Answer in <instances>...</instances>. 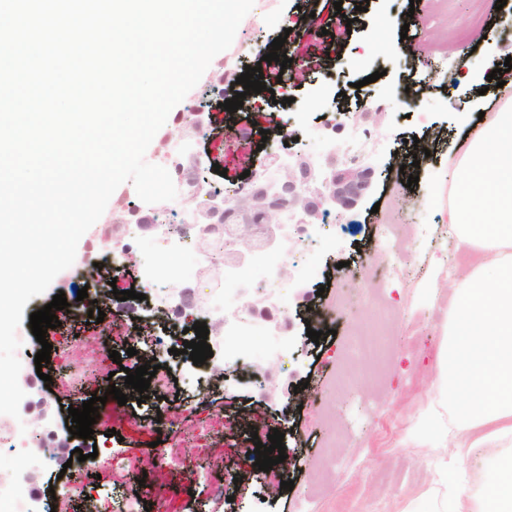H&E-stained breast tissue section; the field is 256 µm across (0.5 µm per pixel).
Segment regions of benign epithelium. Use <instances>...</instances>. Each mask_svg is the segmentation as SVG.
<instances>
[{"label": "benign epithelium", "instance_id": "1", "mask_svg": "<svg viewBox=\"0 0 512 512\" xmlns=\"http://www.w3.org/2000/svg\"><path fill=\"white\" fill-rule=\"evenodd\" d=\"M200 116L199 112L182 115L184 137L201 131ZM167 157L174 159L181 174L200 170L198 159L185 153L178 143L169 146ZM374 175L364 158L350 155L345 144L318 164L303 153L287 165L271 156L246 185L238 188L245 197L260 202V207H245L221 191L210 192L206 194L208 205L193 211L190 223L167 224L165 231L196 245L210 257L214 270L240 266L257 249L282 247L292 227L318 224L332 211L344 216L355 210L372 187ZM198 305L195 294L184 289L171 311L188 317ZM272 309L268 298L253 294L245 285L235 315L260 313L278 331L281 321Z\"/></svg>", "mask_w": 512, "mask_h": 512}]
</instances>
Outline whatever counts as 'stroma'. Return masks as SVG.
<instances>
[{
  "mask_svg": "<svg viewBox=\"0 0 512 512\" xmlns=\"http://www.w3.org/2000/svg\"><path fill=\"white\" fill-rule=\"evenodd\" d=\"M254 0L241 21L227 53L218 54L212 67L229 61L234 76L224 84L225 98L239 92L236 75L256 66L263 49L284 37L283 53L300 52L309 62L297 74L288 93L291 104L273 103L279 70L265 68L267 92L258 94L253 109L239 112L233 129L220 127L224 110L205 108L204 128L184 139L176 105L161 132L170 141H186L189 150L205 161L213 182L239 185L244 171L261 168L270 154L288 161L296 152L321 160L335 142L351 130L367 135L365 161L376 170L375 181L347 219L337 221L336 249L319 256V274L310 284L289 293L283 335L290 346L287 356L260 360V375L249 378L235 368L218 365L205 394L171 385L165 396L119 405L109 400L97 423L108 437V451L96 458L92 499L80 500V512H122L131 498L151 503V512H400L410 500L441 499L445 493L436 475L440 449L424 436L431 410L452 421L451 404H435L431 385L436 377L439 349L446 339L448 320L442 311L454 293L455 281L434 261L452 255L455 244L441 241L448 230V169L465 148L467 131L480 112L498 111L512 100V84L489 86L490 65H503L512 57V0ZM426 16L424 38L401 37L395 27L379 21L405 16L409 8ZM479 10L486 37L471 45L458 40L462 17ZM468 57L473 74L469 90L457 89L458 59ZM369 79L379 114L363 119L356 104V84ZM418 90L419 100L405 112L393 111L402 87ZM306 108L304 118L291 114ZM289 126V146L279 145L282 126ZM278 144L264 147L263 138ZM418 138L430 155L412 168L419 182L407 187L400 167L405 164L406 142ZM132 182L117 188L106 207L107 219L98 220L80 239L77 252L83 267L106 272L108 253L125 243L134 259L129 276L118 277L115 288L99 291L102 323L90 322L87 308L78 303L83 280L75 268L57 275L39 304L65 294L69 307L58 311L60 325L54 338L70 336V346L54 347L51 383H44L35 366L26 370L28 402L21 410L27 427L67 437L68 409L77 401L101 394L108 385H120L123 372L106 377L112 352L127 348L142 351L149 336L183 341V330L165 324L158 301L126 300L117 303L114 290L134 287L137 295L149 283L140 256L161 239L160 232L122 233L105 237L111 213L136 199ZM410 220L426 224L430 235L422 251H410L420 263L417 279L395 283L384 294L395 309L394 329L377 335L381 314L376 306L352 301V294L371 296L376 286L369 256L377 251L380 225ZM332 313L333 333L326 340H306L305 321L310 312ZM353 376L354 386L342 385ZM284 435L283 444L293 458L289 470L273 466L261 471L243 451L254 439H267L273 431ZM56 449L51 466L24 483L28 498L49 496L70 500L63 465L75 449L89 450L88 440L67 437ZM161 441L164 459L150 456V442ZM143 485L130 484L133 475ZM293 480V490L281 489ZM278 494H268L270 485Z\"/></svg>",
  "mask_w": 512,
  "mask_h": 512,
  "instance_id": "stroma-1",
  "label": "stroma"
}]
</instances>
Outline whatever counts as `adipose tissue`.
Returning <instances> with one entry per match:
<instances>
[{
  "label": "adipose tissue",
  "mask_w": 512,
  "mask_h": 512,
  "mask_svg": "<svg viewBox=\"0 0 512 512\" xmlns=\"http://www.w3.org/2000/svg\"><path fill=\"white\" fill-rule=\"evenodd\" d=\"M448 224L468 272L448 302V341L438 353L436 398L453 426L434 422L437 447L480 449L490 492L452 478L431 505L402 512H493L512 504V112L486 115L448 177Z\"/></svg>",
  "instance_id": "obj_1"
}]
</instances>
